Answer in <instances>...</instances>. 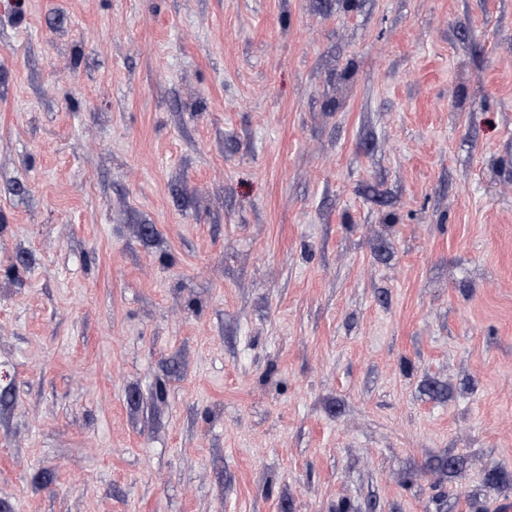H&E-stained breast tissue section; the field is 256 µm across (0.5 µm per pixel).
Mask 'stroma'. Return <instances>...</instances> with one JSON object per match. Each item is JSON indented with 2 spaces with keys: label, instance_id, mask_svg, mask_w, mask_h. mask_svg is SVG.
Returning a JSON list of instances; mask_svg holds the SVG:
<instances>
[{
  "label": "stroma",
  "instance_id": "1",
  "mask_svg": "<svg viewBox=\"0 0 512 512\" xmlns=\"http://www.w3.org/2000/svg\"><path fill=\"white\" fill-rule=\"evenodd\" d=\"M512 498V0H0V512Z\"/></svg>",
  "mask_w": 512,
  "mask_h": 512
}]
</instances>
